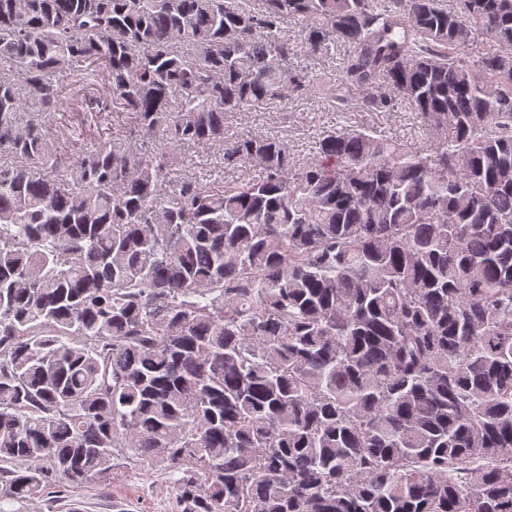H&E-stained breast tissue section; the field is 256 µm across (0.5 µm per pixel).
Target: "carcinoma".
<instances>
[{"instance_id": "1", "label": "carcinoma", "mask_w": 512, "mask_h": 512, "mask_svg": "<svg viewBox=\"0 0 512 512\" xmlns=\"http://www.w3.org/2000/svg\"><path fill=\"white\" fill-rule=\"evenodd\" d=\"M319 86L422 145L224 140ZM1 150L0 499L122 454L180 512H512V0H0ZM217 154H214L211 151L206 149H197L192 150L188 154L185 163V169L187 175L192 177H202L206 174L208 175L211 170H214V167L217 166L218 159H215Z\"/></svg>"}]
</instances>
